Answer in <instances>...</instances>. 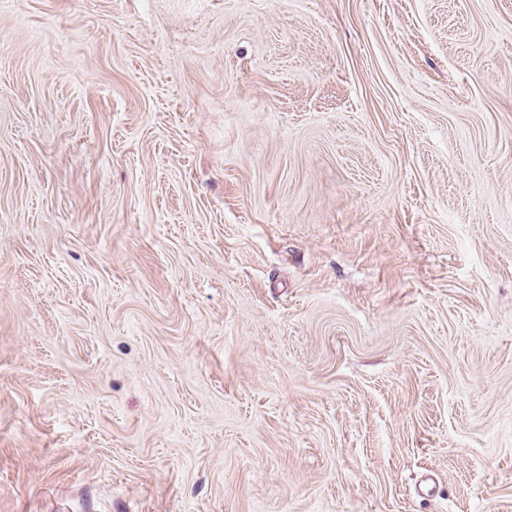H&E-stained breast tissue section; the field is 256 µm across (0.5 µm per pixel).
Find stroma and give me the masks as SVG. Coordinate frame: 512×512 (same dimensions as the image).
<instances>
[{
    "mask_svg": "<svg viewBox=\"0 0 512 512\" xmlns=\"http://www.w3.org/2000/svg\"><path fill=\"white\" fill-rule=\"evenodd\" d=\"M0 512H512V0H0Z\"/></svg>",
    "mask_w": 512,
    "mask_h": 512,
    "instance_id": "obj_1",
    "label": "stroma"
}]
</instances>
